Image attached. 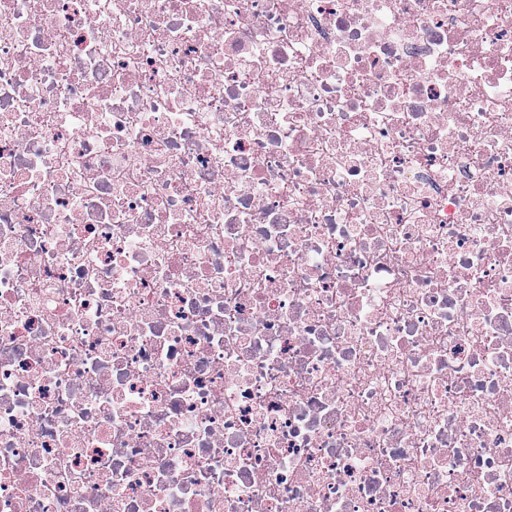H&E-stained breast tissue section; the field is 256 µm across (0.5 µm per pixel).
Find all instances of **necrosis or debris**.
I'll use <instances>...</instances> for the list:
<instances>
[{
	"label": "necrosis or debris",
	"mask_w": 512,
	"mask_h": 512,
	"mask_svg": "<svg viewBox=\"0 0 512 512\" xmlns=\"http://www.w3.org/2000/svg\"><path fill=\"white\" fill-rule=\"evenodd\" d=\"M0 512H512V0H0Z\"/></svg>",
	"instance_id": "4bbe7bcc"
}]
</instances>
